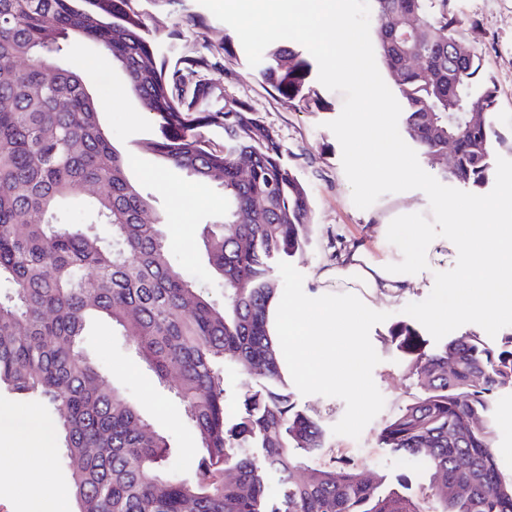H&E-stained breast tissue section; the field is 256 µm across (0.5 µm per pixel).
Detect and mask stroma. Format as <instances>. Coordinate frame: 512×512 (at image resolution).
Instances as JSON below:
<instances>
[{"instance_id": "1", "label": "stroma", "mask_w": 512, "mask_h": 512, "mask_svg": "<svg viewBox=\"0 0 512 512\" xmlns=\"http://www.w3.org/2000/svg\"><path fill=\"white\" fill-rule=\"evenodd\" d=\"M139 6L152 15L161 34L159 54L167 59L176 51L195 54L208 46H221L226 35L233 32L198 0H185L184 7L177 10L163 0H139ZM451 6L462 19L461 37L481 56L486 73L496 83L497 120L502 125H512V0H452ZM219 61V68L206 74L215 87L214 104H221L226 94L248 101L280 140L285 161L310 192L312 214L307 242L277 271L284 294L301 304L315 300L320 293V270L354 243L362 244L374 257L401 261V251L379 237L377 219L404 203L413 205L417 212L428 213V198L422 191L410 190L383 195L364 210L354 205L340 143L327 127L339 116L343 95L316 85L323 107L308 112L262 81L256 68L249 65L243 47H236L233 55L220 56ZM67 63L83 72L89 89L104 102L101 123L113 145L129 159V177L154 195L156 212L173 217L176 196L192 198L183 223L172 227L173 247H180L186 240H198L205 222L222 217L223 190L195 181L148 150V142L158 136L157 123L131 92L124 72L109 55L77 49ZM153 170L165 175L168 188H160L150 178ZM463 263V258L455 255L444 261H430L422 271L421 282L406 288L398 298L371 299L363 327L370 347L363 388L310 389L293 382L288 385L298 408L319 418L327 445L345 450L370 472L384 476L386 484L395 486L404 479L415 491L428 479L417 459L386 447L380 440L384 424L407 404L412 391L406 368L390 341L392 324L400 320L415 323L432 349L465 333L477 334L495 346L503 335L512 332V313L491 326L484 325L477 315L441 328L421 320V311L436 303L443 287L458 284ZM85 349L103 363L114 384L127 392L141 413L168 436L172 446L183 449V456L175 462L176 469L193 468L195 458L189 450L195 447L196 437L182 420L178 400L158 384L151 370L139 363L128 341L113 333L107 321L97 320L86 328ZM489 416L498 467L510 475L511 389L500 390L494 396ZM70 482L68 467L57 460H50L38 479L0 450V512H30L35 499L51 500L69 489Z\"/></svg>"}]
</instances>
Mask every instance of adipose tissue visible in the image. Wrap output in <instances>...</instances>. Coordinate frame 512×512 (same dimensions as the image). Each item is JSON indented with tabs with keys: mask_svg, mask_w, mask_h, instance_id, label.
Wrapping results in <instances>:
<instances>
[{
	"mask_svg": "<svg viewBox=\"0 0 512 512\" xmlns=\"http://www.w3.org/2000/svg\"><path fill=\"white\" fill-rule=\"evenodd\" d=\"M448 221L459 227L453 245L466 264L459 285L444 292L425 317L433 325L444 326L477 313L486 323H494L512 307V225L501 223L494 213L481 224L456 212L449 213ZM442 249L427 226L418 224L407 267L373 259L363 247L353 245L320 273V287L344 289V301L302 306L283 295L273 300L270 332L280 351L284 376L308 387L361 388L369 352L361 330L370 297L397 294L411 284L412 270L442 257ZM52 443L51 431L34 417L21 419L0 412V446L32 471L42 470Z\"/></svg>",
	"mask_w": 512,
	"mask_h": 512,
	"instance_id": "ef3b65f1",
	"label": "adipose tissue"
}]
</instances>
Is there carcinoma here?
<instances>
[{
  "mask_svg": "<svg viewBox=\"0 0 512 512\" xmlns=\"http://www.w3.org/2000/svg\"><path fill=\"white\" fill-rule=\"evenodd\" d=\"M137 2L0 0V395L40 406L54 424L77 512H431V501L437 512H512V476L498 468L489 419L495 393L512 388V335L490 347L464 333L431 351L414 324L390 330L415 393L381 440L430 472L418 494L367 480L291 401L266 311L282 289L276 266L306 241L308 188L247 101L210 104L203 72L219 61L159 58ZM371 2L406 136L443 178L484 185L512 130L493 120L497 89L459 36L460 18L448 0ZM77 46L125 72L159 124L151 151L223 188L222 220L187 253L202 249L221 298L188 273L161 218L146 219L153 195L128 178V159L100 124L102 103L65 64ZM312 72L302 50L278 41L258 70L303 110L320 105ZM469 110L480 123L455 127L450 158L448 115ZM212 128L223 143L207 136ZM93 318L129 338L158 383L177 372L174 393L200 445L193 474L173 469L168 437L85 351ZM228 366L241 376L231 425ZM314 455L322 461L306 465ZM489 485L500 494L486 496Z\"/></svg>",
  "mask_w": 512,
  "mask_h": 512,
  "instance_id": "cac0c4a2",
  "label": "carcinoma"
}]
</instances>
